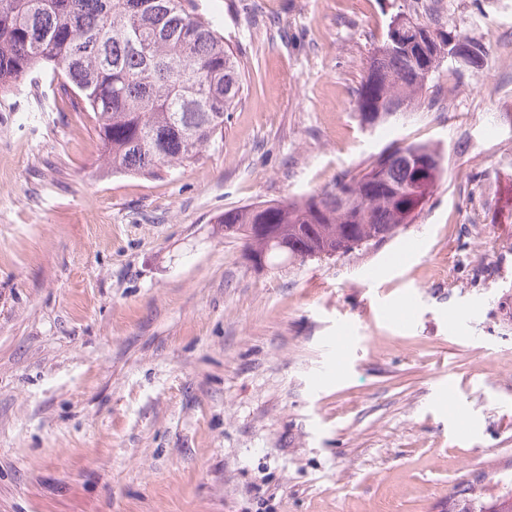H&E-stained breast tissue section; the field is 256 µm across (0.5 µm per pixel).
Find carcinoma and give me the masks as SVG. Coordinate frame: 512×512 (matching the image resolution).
Returning <instances> with one entry per match:
<instances>
[{"label":"carcinoma","instance_id":"1","mask_svg":"<svg viewBox=\"0 0 512 512\" xmlns=\"http://www.w3.org/2000/svg\"><path fill=\"white\" fill-rule=\"evenodd\" d=\"M193 0H0V93L49 74L53 96L74 112H91L108 174L153 175L197 159L224 131L241 93V61L224 48L213 21ZM390 17L356 90L360 123L392 121L389 111L431 108L425 75L464 40L484 61L486 48L458 33ZM444 174L437 147L393 142L360 170L293 200H270L224 211V235L244 243L255 265L321 258L393 237L412 223ZM349 191L358 211L336 207ZM258 224H280L288 249L271 248ZM448 512H512V490L496 500L467 496Z\"/></svg>","mask_w":512,"mask_h":512}]
</instances>
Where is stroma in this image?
Listing matches in <instances>:
<instances>
[{"mask_svg":"<svg viewBox=\"0 0 512 512\" xmlns=\"http://www.w3.org/2000/svg\"><path fill=\"white\" fill-rule=\"evenodd\" d=\"M194 4L244 67L196 161L103 174L90 113L0 94V512H446L512 476V0ZM399 11L487 60L368 130ZM394 141L445 173L391 239L258 268L217 222ZM403 300L408 328L379 314Z\"/></svg>","mask_w":512,"mask_h":512,"instance_id":"1","label":"stroma"}]
</instances>
